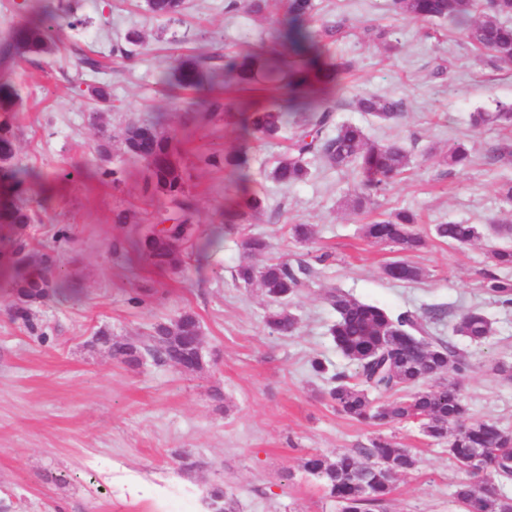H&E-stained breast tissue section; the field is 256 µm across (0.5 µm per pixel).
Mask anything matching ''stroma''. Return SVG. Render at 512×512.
Instances as JSON below:
<instances>
[{"instance_id":"stroma-1","label":"stroma","mask_w":512,"mask_h":512,"mask_svg":"<svg viewBox=\"0 0 512 512\" xmlns=\"http://www.w3.org/2000/svg\"><path fill=\"white\" fill-rule=\"evenodd\" d=\"M320 7L321 21L347 19L343 37L325 45L352 64L348 95L371 92L405 103L396 122L382 125L339 97L330 99L335 123L360 125L370 138L399 141L411 153L407 171L376 196L373 213L361 216L344 202L349 174L316 162L305 183L281 185L270 171L288 151L287 136L246 139L237 120L221 115L199 122L194 104L201 94H168L158 83L178 57L198 56L213 66L219 54L236 49L287 55L276 39L281 0H267L260 15L228 9L227 0H187L177 22L152 19L145 0H0V47L10 28L38 21L58 40L49 54L0 56V79L20 99L14 163L41 177V189L21 197L34 214L30 256L54 258L69 287L35 308L28 326L12 318L10 278L0 271V512H171L176 506L206 512L205 491L216 483L234 493L240 512H338L303 471V458L357 453L380 435L410 449L417 466L397 477L379 512H460L450 493L466 474L447 449L416 422L380 428L339 414L325 398L328 382L310 371L309 361L320 357L354 370L328 333L335 314L325 295L332 288L394 311L443 309L444 320L431 324L439 336L462 312L482 309L496 333L481 345L460 339L472 363L461 393L472 419L512 429V382L492 371L496 362L512 363V309L481 286L489 244L451 245L433 231L444 221L512 224V204L498 194L499 182L512 178V156L497 157L502 145L512 146V127L469 123L471 112L512 101V66H484L453 25L403 20L393 0H321ZM370 25L397 26V51L364 40ZM132 28L146 45L128 57L124 36ZM440 64L447 75H436ZM99 84L112 90L103 106L90 95ZM96 111L112 138L107 159L97 154L96 128L88 121ZM154 120L183 142L199 235L220 238L206 254L189 253L177 272L127 252L128 228L113 221L126 210L132 223L151 224L164 204L145 196L139 167L123 154L126 127ZM458 141L473 159L462 172L438 162ZM239 150L250 158L249 186L265 193L267 208L260 220L228 233L224 210L239 190L229 173L198 157ZM117 167L131 170L118 185L105 175ZM396 208L414 210L427 238L426 248L409 257L426 273L418 282L386 278L384 266L400 251L360 231L374 215ZM292 224L312 225V239L295 242ZM247 235L265 237L269 257L311 267L306 288L290 304L298 319L293 335L272 332L260 288L235 277L249 259L242 245ZM323 253L328 261L318 262ZM137 293L146 305L129 304ZM184 311L201 323L206 363L198 373L151 360L130 367L94 339L105 329L139 342ZM185 456L195 469L182 468Z\"/></svg>"}]
</instances>
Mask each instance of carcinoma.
Returning a JSON list of instances; mask_svg holds the SVG:
<instances>
[{
	"label": "carcinoma",
	"mask_w": 512,
	"mask_h": 512,
	"mask_svg": "<svg viewBox=\"0 0 512 512\" xmlns=\"http://www.w3.org/2000/svg\"><path fill=\"white\" fill-rule=\"evenodd\" d=\"M394 5L404 19L455 24L486 65H512V25L508 24L512 0H394ZM285 9L288 57L272 59L256 52H226L222 66L214 69L187 58L161 72L160 82L193 89L222 77L224 82H234L246 90L263 77L279 85L288 98V109L275 101L265 106L246 104L239 109L238 118L245 130L263 138H275L288 129V124H294L289 152L275 162L272 178L287 186L302 183L311 174L309 159H320L331 168L354 175L357 186L350 196V206L356 213L367 212L374 206L375 194L410 166L411 155L396 142L369 139L356 124H343L331 131L333 111L326 95L339 88L340 76L351 64L327 56L310 29L319 16L317 0H286ZM146 10L156 20L171 22L180 19L185 4L184 0H146ZM363 34L369 41L392 48L398 44L397 31L392 27L371 25L364 28ZM56 48L52 29L34 25L13 30L6 52L16 49L49 54ZM17 98L11 85L0 83V165L6 166L0 172V225L15 234L12 246L0 250V266L11 271L14 318L31 327L32 309L48 301L61 284L49 260L22 259L29 247L26 229L33 215L19 203V197L28 186L38 183L39 177L13 165L17 153L13 109ZM350 105L381 122L398 119L405 108L403 100L376 93L356 95ZM470 124L474 128L512 125V103L500 102L493 112H472ZM123 149L129 159L143 164L144 192L167 202L156 223L132 229V246L155 268L177 269L183 262L184 246L205 251L212 244V240L196 235V208L185 178L181 142L152 123H135L125 130ZM199 161L222 167L238 180H245L247 160L238 153L202 155ZM442 162L450 170H462L471 163V154L464 144L457 143L448 148ZM264 209L260 195L245 191L225 209L224 228L233 230L244 224L246 217L259 215ZM418 223L416 213L398 209L363 225L362 231L375 243L415 253L427 243L416 229ZM491 230L483 224L451 221L434 227L437 238L458 245L480 240ZM488 259L491 271L484 276L485 291L502 306H512V279L508 277L512 247L493 246L488 250ZM307 271L308 267L300 263L270 259L260 266L242 264L235 273L244 284L256 283L262 288L271 303L267 327L286 335L297 325L287 302L302 292ZM384 273L391 280L403 282H415L423 276L421 268L402 259L386 264ZM326 301L336 314L329 334L336 348L357 367L352 378L333 370L320 358L310 362L311 370L330 383L326 396L336 410L352 420L371 421L378 426L418 420L423 433L446 445L448 456L462 470L470 465L473 453L479 452L481 468L497 489L484 492L462 481L455 486L454 499L462 512H512V496L500 492V486L512 482V431L493 421H470L458 382L442 378L449 369L459 378L471 369L455 337L482 343L495 333L494 321L473 308L448 324V336H435L427 318L411 310L394 312L341 291L329 292ZM197 335L196 315L184 311L168 323L156 324L145 347L153 352L155 360L177 366L191 354L187 339ZM98 342L129 366L134 360L133 352L142 349L134 342L112 338L106 330L98 332ZM430 380L433 385L419 388ZM403 389L410 393L391 398ZM371 390L387 396V400L374 402L369 397ZM364 458L362 462L350 453H342L331 460L322 454H311L303 459L302 467L319 480L340 512H372L392 492L395 477L414 469L417 460L410 450L380 436L371 440ZM205 503L208 512H237L233 493L222 484L207 489Z\"/></svg>",
	"instance_id": "carcinoma-1"
}]
</instances>
